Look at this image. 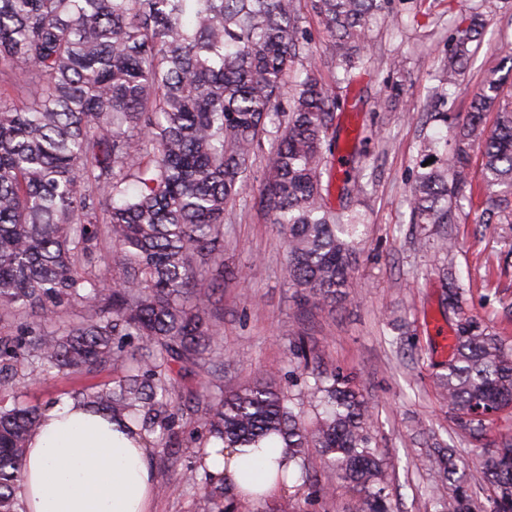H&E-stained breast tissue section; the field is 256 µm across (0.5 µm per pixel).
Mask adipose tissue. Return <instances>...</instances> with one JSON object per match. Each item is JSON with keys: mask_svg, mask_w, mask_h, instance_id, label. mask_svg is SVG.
Segmentation results:
<instances>
[{"mask_svg": "<svg viewBox=\"0 0 512 512\" xmlns=\"http://www.w3.org/2000/svg\"><path fill=\"white\" fill-rule=\"evenodd\" d=\"M280 456L277 448L260 456L228 448L207 463L228 484L266 499L283 489L276 480ZM18 495L25 512H151L152 447L86 406L65 402L46 411L32 435Z\"/></svg>", "mask_w": 512, "mask_h": 512, "instance_id": "adipose-tissue-1", "label": "adipose tissue"}]
</instances>
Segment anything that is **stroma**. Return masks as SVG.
<instances>
[{"label":"stroma","instance_id":"stroma-1","mask_svg":"<svg viewBox=\"0 0 512 512\" xmlns=\"http://www.w3.org/2000/svg\"><path fill=\"white\" fill-rule=\"evenodd\" d=\"M484 30L460 86L448 104L450 115L467 112L474 93L512 55V0H492ZM481 0H394L389 19L374 28L371 48L357 78L341 92L349 104L337 112L341 139L353 129L360 164L371 183L363 199L368 229L352 276L356 295L312 310L288 285L286 251L278 228L256 202L268 175L257 159L250 191L233 208L224 227V264L245 270L244 280L225 282L215 297L223 319L224 385L232 388L260 370H288V346L302 336L324 352L327 367L357 377L373 403L380 445L393 464L392 498L397 512H433L435 488L421 466L425 453L416 422L452 440L469 463L476 450L457 430L435 396L432 372L449 359L443 338L455 335L459 314L443 301L441 260L420 247L408 222V194L431 73L462 19ZM481 8V7H480ZM481 198L466 206L452 232L458 241L454 269L464 290L463 312L481 317L512 343V228L484 226ZM403 317L408 332L391 328ZM111 370L93 374L38 372L21 379V402L48 408L71 400L87 387L111 385ZM195 425L183 420L173 447L153 451L158 493L153 512H203V484H187L183 471L198 452Z\"/></svg>","mask_w":512,"mask_h":512}]
</instances>
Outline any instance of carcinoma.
Returning a JSON list of instances; mask_svg holds the SVG:
<instances>
[{
    "mask_svg": "<svg viewBox=\"0 0 512 512\" xmlns=\"http://www.w3.org/2000/svg\"><path fill=\"white\" fill-rule=\"evenodd\" d=\"M301 2L0 0V89L23 93L18 103L0 96V322L16 324L0 336V392L26 366L110 368L112 386L73 401L158 447L172 442L186 412L220 454L278 443L299 467L305 500L327 498L334 475L352 493L348 512H393L370 399L351 376L323 368L315 345L301 337L288 349L297 394L268 370L224 389L211 297L224 291V224L259 154L269 170L260 203L284 237L288 282L307 307L351 294L367 223L361 172L344 174L342 208L327 204L328 130L338 90L369 54L371 26L392 0H308L332 40L334 87L316 75ZM479 26L476 14L457 30L431 76L425 121L451 133L422 136L408 199L419 243L443 256L452 308L461 292L447 226L472 189L473 154L486 187L499 189L487 210L512 206V100L500 80L487 78L465 115L448 122L449 90ZM77 306L80 319L64 320ZM191 367L206 380L184 396L176 384ZM434 388L455 424L481 439L491 417L512 411V345L463 317ZM42 416L0 395V512L22 510L16 489ZM416 433L432 447L426 467L444 490L436 512H512L511 433L481 448L468 471L454 449L420 426ZM208 456L189 462L188 480L204 471L214 512H246L207 472ZM482 485L496 497L469 494Z\"/></svg>",
    "mask_w": 512,
    "mask_h": 512,
    "instance_id": "1",
    "label": "carcinoma"
}]
</instances>
